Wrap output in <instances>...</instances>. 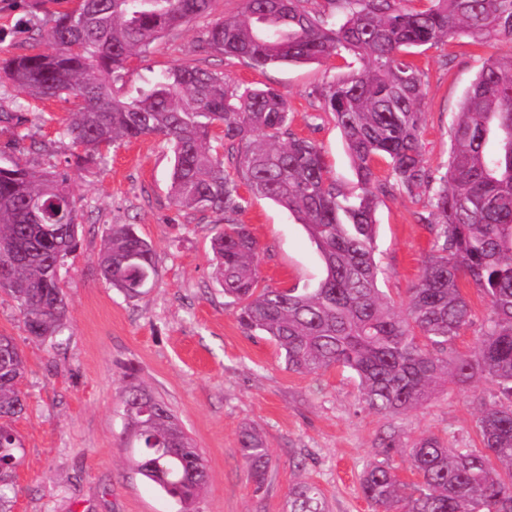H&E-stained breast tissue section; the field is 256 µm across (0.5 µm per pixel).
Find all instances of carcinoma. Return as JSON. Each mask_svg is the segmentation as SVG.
I'll return each mask as SVG.
<instances>
[{
	"mask_svg": "<svg viewBox=\"0 0 512 512\" xmlns=\"http://www.w3.org/2000/svg\"><path fill=\"white\" fill-rule=\"evenodd\" d=\"M215 0H74L38 32L44 50L0 62V88L74 104L60 137L76 149L73 165L97 161L119 140L161 136L171 143V194L179 208L211 212L224 230L211 240L216 280L240 326L269 337L288 371L316 374L339 366L359 379L363 402L381 414L424 406L446 380L474 378L494 387L480 410L479 448H451L421 434L402 449L415 480L401 481L385 461L369 464L359 484L373 512H512V56L489 58L450 129L448 165L439 177L421 139L422 73L411 49L455 37L512 43V0H242L216 19L209 48L257 69L324 62L344 52L362 67L326 82L321 109L341 132L358 183L351 194L331 174L321 148L291 129L286 94L241 87L229 76L178 64L148 88L119 98L113 85L130 60L169 32L213 12ZM17 134L24 106L0 109ZM387 160L388 177L374 170ZM68 172H38L0 153V293L16 302L30 341L63 333V289L80 248L78 199ZM287 209L324 266L312 287L261 284L262 248L234 216L240 189ZM431 190L433 242L417 284L395 306L378 288L376 209L404 193ZM102 278L136 298L137 270L155 283V250L132 224H111L98 258ZM472 283L488 302L480 342L463 354L456 340L474 322L462 291ZM22 352L0 335V448L23 452L12 422L25 409ZM125 432L141 450L137 473L179 501L183 512L206 484L201 449L169 405L129 374L120 394ZM239 451L257 484L269 449L259 432H241ZM13 471L0 469V512H9ZM288 512H327L319 487L298 482Z\"/></svg>",
	"mask_w": 512,
	"mask_h": 512,
	"instance_id": "obj_1",
	"label": "carcinoma"
}]
</instances>
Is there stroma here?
<instances>
[{
  "instance_id": "1",
  "label": "stroma",
  "mask_w": 512,
  "mask_h": 512,
  "mask_svg": "<svg viewBox=\"0 0 512 512\" xmlns=\"http://www.w3.org/2000/svg\"><path fill=\"white\" fill-rule=\"evenodd\" d=\"M240 7L241 0H216L212 17ZM212 17L193 21L145 58L133 59L116 93L144 86L174 64L221 72L243 86L275 87L288 96L292 129L315 141L335 178L354 190L342 135L322 112L316 91L337 74L359 69L357 57L256 69L204 45ZM48 22L41 0H0V59L30 52L33 24ZM510 54V42L456 37L413 55L424 73L422 143L432 171L446 169L450 126L484 61ZM15 98L29 105L26 136L14 142L0 134V152L20 155L38 171L68 170L71 144L57 128L72 102H32L21 92ZM170 157L163 137L145 136L70 170L82 236L65 278L69 321L61 336L31 342L15 303L0 294V334L13 337L26 360L21 389L27 408L15 423L24 456L12 512H180L132 466L119 399L131 369L173 409L204 454L207 483L194 512H286L288 490L299 481L322 490L329 512H372L359 491L369 463L387 461L410 482L414 476L401 448L420 434L458 448L477 446L478 411L492 390L487 381L447 384L423 407L384 416L364 405L352 372H289L268 337L244 332L215 281L210 242L220 230L217 217L173 204ZM430 212L426 190L385 199L377 210L378 286L394 303L406 300L430 252L424 222ZM237 220L263 249L267 284L313 285L322 277L318 252L287 209L250 195ZM111 224L135 225L154 246L159 278L140 298H125L98 274ZM248 427L260 430L271 451L260 487L239 451ZM390 438L394 448L384 449Z\"/></svg>"
}]
</instances>
